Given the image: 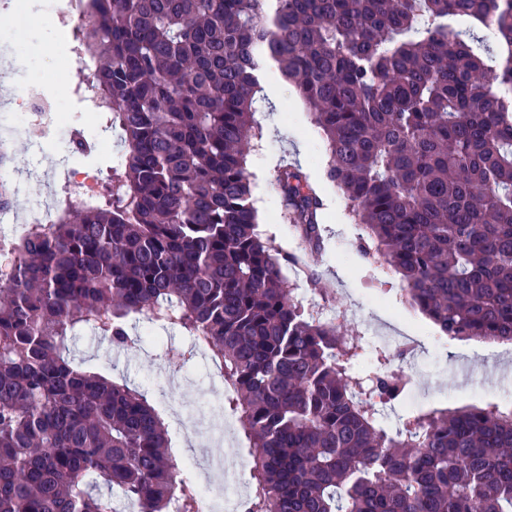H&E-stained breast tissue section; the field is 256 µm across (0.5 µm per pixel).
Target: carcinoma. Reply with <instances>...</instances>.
Wrapping results in <instances>:
<instances>
[{"instance_id": "cac0c4a2", "label": "carcinoma", "mask_w": 512, "mask_h": 512, "mask_svg": "<svg viewBox=\"0 0 512 512\" xmlns=\"http://www.w3.org/2000/svg\"><path fill=\"white\" fill-rule=\"evenodd\" d=\"M94 81L124 151L112 192L15 243L0 285V512H200L146 396L64 352L79 329H177L224 370L249 442L248 512H512L497 404L383 426L403 354L351 374L354 340L306 311L262 239L247 165L267 61L323 133L360 247L441 333L512 343V0H90ZM313 248L323 201L277 171ZM102 480L112 494L93 491Z\"/></svg>"}]
</instances>
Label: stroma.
Instances as JSON below:
<instances>
[{
    "mask_svg": "<svg viewBox=\"0 0 512 512\" xmlns=\"http://www.w3.org/2000/svg\"><path fill=\"white\" fill-rule=\"evenodd\" d=\"M278 102L282 111L261 117L264 137L248 157L260 229L274 240L280 253L298 256L305 265L307 273L300 277L293 265L283 268L296 295H315L329 312L341 313L343 331L362 349L353 374H364L375 367L376 348L410 336L419 347L413 357L402 362L401 368L421 384L420 411L501 404L512 398V346L460 340L450 347L441 345L438 328L408 305L399 275L369 262L359 252V228L348 218L341 192L324 178L326 143L311 121L309 107L291 88ZM10 148L12 178L24 186L25 192L14 200L17 223L5 225L4 230L18 235L24 230L22 222L30 206L41 200L51 201L61 193L69 168L78 166L80 159L71 153L67 164H59L51 145L38 148L23 138L13 139ZM285 161L300 165L309 178L318 182L323 200L318 214L320 248L305 249L283 216L274 175ZM170 346L190 353L181 379L175 382L163 360V353ZM70 356L81 368L147 391L156 409L166 412V427L181 459L195 457L197 443L194 437L181 432L179 420L168 413L169 407L190 406L192 413H203L205 420L222 425L224 437L213 443L209 452L232 465L239 482H250L248 441L239 429L236 415L225 410L221 394L211 389L207 362L193 352L188 336L158 326L152 340L136 348L118 349L98 333L82 330L70 343Z\"/></svg>",
    "mask_w": 512,
    "mask_h": 512,
    "instance_id": "1",
    "label": "stroma"
}]
</instances>
